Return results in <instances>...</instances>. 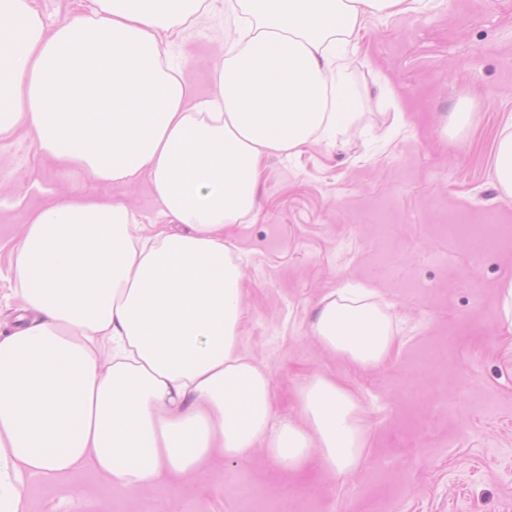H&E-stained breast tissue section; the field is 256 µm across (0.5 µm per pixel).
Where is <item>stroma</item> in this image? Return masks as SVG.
Masks as SVG:
<instances>
[{"label":"stroma","mask_w":512,"mask_h":512,"mask_svg":"<svg viewBox=\"0 0 512 512\" xmlns=\"http://www.w3.org/2000/svg\"><path fill=\"white\" fill-rule=\"evenodd\" d=\"M232 35L218 21L172 49L197 98L214 92ZM346 73L362 96L356 115L335 141L266 157L258 210L231 229L250 256L242 347L267 368L277 416L298 418L296 391L321 372L356 394L370 428L347 481L314 469L294 481V512H512V333L495 316L512 238L490 251L447 230L512 228V198L492 181L496 138L512 122V0L366 18ZM459 105L468 122L442 126ZM398 118L406 135L387 137ZM76 193L157 219L148 179L99 182L58 166L23 128L1 140L0 268L31 212ZM348 281L377 288L398 329L380 367L342 362L311 333L318 300ZM267 472L263 453L242 463L217 453L194 474L131 493L89 467L27 486L26 512H280Z\"/></svg>","instance_id":"stroma-1"}]
</instances>
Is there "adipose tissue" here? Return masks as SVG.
<instances>
[{"mask_svg":"<svg viewBox=\"0 0 512 512\" xmlns=\"http://www.w3.org/2000/svg\"><path fill=\"white\" fill-rule=\"evenodd\" d=\"M89 2L50 28L33 0H0V139L23 127L61 166L147 178L160 221L142 233L124 203L74 194L24 225L10 273L26 314L0 335V512H25L30 480L89 464L131 491L217 452L263 453L272 481L313 464L356 473L368 427L336 380L312 376L299 418H277L266 368L240 347L244 257L224 231L255 210L264 157L349 119L364 18L440 0H225L236 37L203 100L161 46L208 23L215 0ZM311 332L361 369L397 340L368 284L323 296Z\"/></svg>","mask_w":512,"mask_h":512,"instance_id":"ef3b65f1","label":"adipose tissue"}]
</instances>
